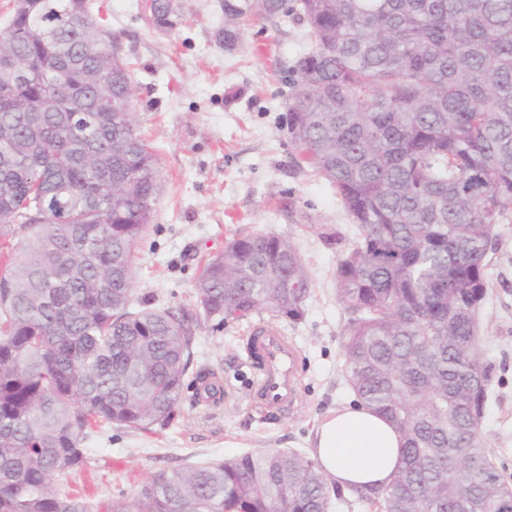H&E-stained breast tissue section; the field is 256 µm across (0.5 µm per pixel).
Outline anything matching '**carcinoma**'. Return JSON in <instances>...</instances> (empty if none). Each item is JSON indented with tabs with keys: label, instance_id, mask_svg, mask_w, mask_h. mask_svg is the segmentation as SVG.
<instances>
[{
	"label": "carcinoma",
	"instance_id": "carcinoma-1",
	"mask_svg": "<svg viewBox=\"0 0 512 512\" xmlns=\"http://www.w3.org/2000/svg\"><path fill=\"white\" fill-rule=\"evenodd\" d=\"M298 2L314 45L285 126L357 225L336 267L353 314L345 371L401 433V464L384 492L350 500L316 461L268 449L158 470L104 512H512L473 418L490 385L475 340L487 256L512 209V0ZM140 7L159 31L184 22L179 0ZM249 14L286 16L287 0H224L225 47ZM113 56L89 0H29L0 29V247L13 253L0 268V512H88L67 490L84 442L172 420L201 321L298 320L309 296L277 287L310 282L286 260L294 243L261 233L202 257L195 313L133 308V250L160 186Z\"/></svg>",
	"mask_w": 512,
	"mask_h": 512
}]
</instances>
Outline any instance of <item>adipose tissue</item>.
Here are the masks:
<instances>
[{
    "label": "adipose tissue",
    "instance_id": "ef3b65f1",
    "mask_svg": "<svg viewBox=\"0 0 512 512\" xmlns=\"http://www.w3.org/2000/svg\"><path fill=\"white\" fill-rule=\"evenodd\" d=\"M309 446L329 483L378 491L390 484L398 468L403 438L386 418L349 402L320 419Z\"/></svg>",
    "mask_w": 512,
    "mask_h": 512
}]
</instances>
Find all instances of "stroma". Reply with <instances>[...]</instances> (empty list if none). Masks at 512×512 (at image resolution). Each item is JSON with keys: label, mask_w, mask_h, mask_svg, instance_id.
Returning a JSON list of instances; mask_svg holds the SVG:
<instances>
[{"label": "stroma", "mask_w": 512, "mask_h": 512, "mask_svg": "<svg viewBox=\"0 0 512 512\" xmlns=\"http://www.w3.org/2000/svg\"><path fill=\"white\" fill-rule=\"evenodd\" d=\"M105 5L120 58L137 86V125L159 162L154 218L135 248V297L150 307L194 308L201 256L235 237L274 232L289 238L311 278L298 320L268 311L198 333L193 368L224 387L205 401L185 379L165 427L107 426L85 443L87 463L70 488L91 512L133 499L147 477L268 448L306 453L308 435L330 409L347 403L341 302L336 266L357 240L334 188L298 167L284 116L291 80L312 37L297 17L252 18L240 43L225 49L224 0H181L186 24L151 27L138 0ZM488 293L478 314L479 353L490 369L483 428L495 461L512 480V219L496 225L488 253ZM274 322L295 344L299 398L285 410L261 406L247 358L248 330Z\"/></svg>", "instance_id": "stroma-1"}]
</instances>
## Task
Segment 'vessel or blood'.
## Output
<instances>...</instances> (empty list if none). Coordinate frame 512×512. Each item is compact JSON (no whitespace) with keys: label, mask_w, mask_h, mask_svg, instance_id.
I'll use <instances>...</instances> for the list:
<instances>
[{"label":"vessel or blood","mask_w":512,"mask_h":512,"mask_svg":"<svg viewBox=\"0 0 512 512\" xmlns=\"http://www.w3.org/2000/svg\"><path fill=\"white\" fill-rule=\"evenodd\" d=\"M297 351L281 328L258 323L249 331L248 357L256 371L263 404L270 409L292 406L297 399Z\"/></svg>","instance_id":"1"}]
</instances>
